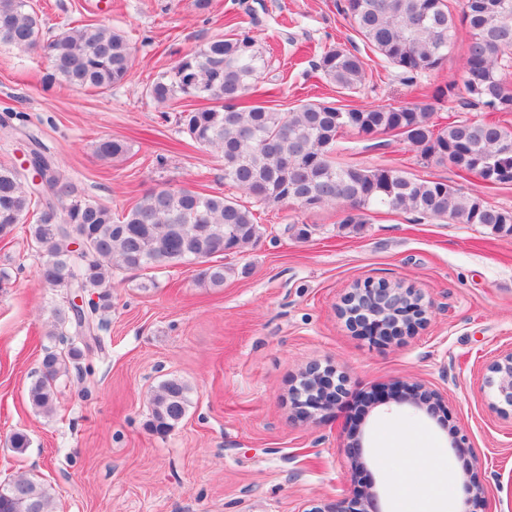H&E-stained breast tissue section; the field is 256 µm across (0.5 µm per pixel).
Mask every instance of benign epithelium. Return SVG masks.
I'll return each mask as SVG.
<instances>
[{
    "label": "benign epithelium",
    "instance_id": "1",
    "mask_svg": "<svg viewBox=\"0 0 512 512\" xmlns=\"http://www.w3.org/2000/svg\"><path fill=\"white\" fill-rule=\"evenodd\" d=\"M22 168L28 171L36 196L55 199L57 185L52 170L41 171L27 160ZM342 314L357 334L374 341L389 342L414 332L425 323L426 310L422 294L415 288H399L386 282L374 287H356L345 298ZM488 384L493 388L496 404L512 407V349L501 353L489 366ZM335 371L311 364L302 373L300 387L295 389L296 408L309 418L314 410H325L341 400V384L334 380ZM393 401L419 410L439 407L442 396L418 383H397L376 391L369 402ZM307 512H384L380 495L373 487H364L350 499L343 498L316 505Z\"/></svg>",
    "mask_w": 512,
    "mask_h": 512
}]
</instances>
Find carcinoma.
Wrapping results in <instances>:
<instances>
[{
  "instance_id": "obj_1",
  "label": "carcinoma",
  "mask_w": 512,
  "mask_h": 512,
  "mask_svg": "<svg viewBox=\"0 0 512 512\" xmlns=\"http://www.w3.org/2000/svg\"><path fill=\"white\" fill-rule=\"evenodd\" d=\"M457 2L455 14L448 0H345L344 12L363 41L411 79L440 68L457 25L465 26L463 87L437 85L423 101L361 108L314 102L289 112L262 103L246 105L268 66L247 34L213 37L159 75L147 87L155 102L166 104L178 96L209 102L183 116L184 126L198 144L222 153L224 183L249 196V206L231 195L161 186L116 218L95 200L74 198L73 186L61 176L59 215L53 218L17 167L0 163V236L16 224H28L40 258L38 279L64 289L53 303L50 335L66 350L46 351L29 390L31 404L50 411L55 382L67 361L79 359L89 338L102 345L98 332L105 325L103 314L112 308L113 270L195 264L202 282L221 288L234 274L224 256L244 251L262 236L257 207L339 206L341 224L354 230L374 212H415L433 221L485 225L512 237L511 210L397 166L365 167L335 152L346 130L370 138L385 135L428 162L475 174L487 185L512 183V126L477 114L436 112V105L449 100L463 110L512 112V0ZM0 45L40 49L58 80L99 90L126 79L133 52L124 35L104 25L87 24L44 38L30 0H0ZM317 70L343 93L360 89L366 79L361 56L341 47L322 51ZM127 152L120 139L108 138L98 146L103 159ZM78 290L89 297L82 309L69 302ZM188 393L178 377L158 386L150 400L153 432L165 435L185 417ZM0 512H54L52 493L24 477L0 484Z\"/></svg>"
}]
</instances>
